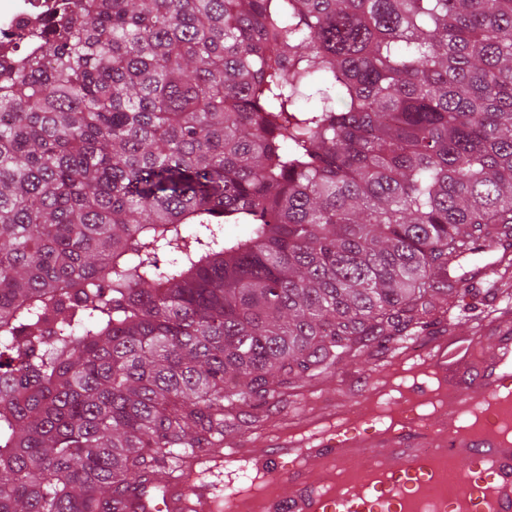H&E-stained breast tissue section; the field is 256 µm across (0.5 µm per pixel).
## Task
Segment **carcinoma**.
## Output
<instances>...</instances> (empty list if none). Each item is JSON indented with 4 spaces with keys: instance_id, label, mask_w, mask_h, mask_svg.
<instances>
[{
    "instance_id": "carcinoma-1",
    "label": "carcinoma",
    "mask_w": 512,
    "mask_h": 512,
    "mask_svg": "<svg viewBox=\"0 0 512 512\" xmlns=\"http://www.w3.org/2000/svg\"><path fill=\"white\" fill-rule=\"evenodd\" d=\"M27 39L0 512H129L512 246V0H74Z\"/></svg>"
}]
</instances>
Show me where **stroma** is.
Segmentation results:
<instances>
[{
    "instance_id": "obj_1",
    "label": "stroma",
    "mask_w": 512,
    "mask_h": 512,
    "mask_svg": "<svg viewBox=\"0 0 512 512\" xmlns=\"http://www.w3.org/2000/svg\"><path fill=\"white\" fill-rule=\"evenodd\" d=\"M430 325L407 351L392 356L365 354L339 365L322 379L299 384L294 404L261 410L258 420L241 415L224 430V485L220 489L225 504L245 503L260 507L271 489L254 463L236 460L235 446L253 441L268 431L286 436L309 426H329L335 422L370 421L386 428L402 415L404 405L418 413L441 419L450 409L448 392L439 388L429 365L422 361L432 344L443 336L453 339L451 353L468 354L467 337L482 332L492 338L493 318L512 311V283H479L464 297L434 299Z\"/></svg>"
}]
</instances>
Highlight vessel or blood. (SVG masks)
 I'll list each match as a JSON object with an SVG mask.
<instances>
[{
	"instance_id": "vessel-or-blood-1",
	"label": "vessel or blood",
	"mask_w": 512,
	"mask_h": 512,
	"mask_svg": "<svg viewBox=\"0 0 512 512\" xmlns=\"http://www.w3.org/2000/svg\"><path fill=\"white\" fill-rule=\"evenodd\" d=\"M429 363L453 405L440 426L410 413L373 432L339 427L275 440L277 456L291 465L267 473L288 492L270 496L261 512H512V333H500L478 363L449 361L442 342ZM447 456L463 481L443 503L431 491ZM314 459L333 478L314 479ZM219 474L216 465L186 471L165 483L160 502L141 499L139 512H217Z\"/></svg>"
}]
</instances>
